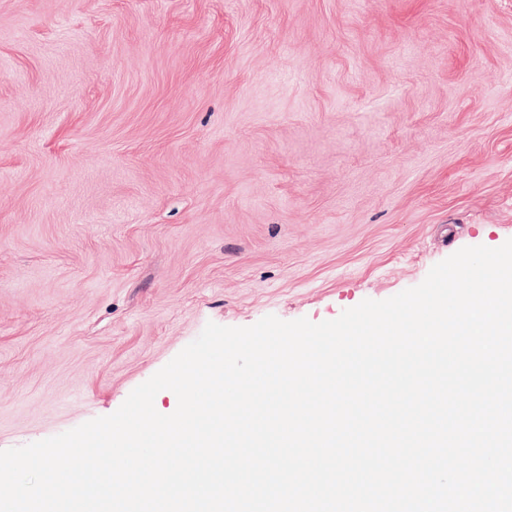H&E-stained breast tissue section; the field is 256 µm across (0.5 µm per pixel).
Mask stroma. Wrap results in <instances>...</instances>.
Listing matches in <instances>:
<instances>
[{"label": "stroma", "instance_id": "1", "mask_svg": "<svg viewBox=\"0 0 512 512\" xmlns=\"http://www.w3.org/2000/svg\"><path fill=\"white\" fill-rule=\"evenodd\" d=\"M510 239L512 0H0V450Z\"/></svg>", "mask_w": 512, "mask_h": 512}]
</instances>
